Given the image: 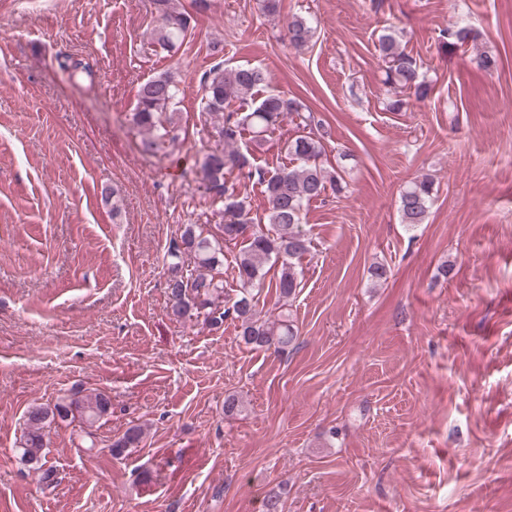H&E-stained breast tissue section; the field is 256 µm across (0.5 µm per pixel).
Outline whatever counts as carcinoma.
Returning <instances> with one entry per match:
<instances>
[{
	"mask_svg": "<svg viewBox=\"0 0 512 512\" xmlns=\"http://www.w3.org/2000/svg\"><path fill=\"white\" fill-rule=\"evenodd\" d=\"M159 25L150 33L151 43L171 53L177 51L192 30L193 16L180 0H152ZM314 34L311 22L300 16L288 21L290 46H306ZM465 29L443 33V47L450 49L468 41ZM379 57L385 81L395 99L389 109L400 111L407 98L420 102L431 93V84L421 75L417 59L405 51L398 36L385 33L378 40ZM268 73L260 67L226 68L219 62L202 77L199 112L204 117L207 135L217 148L209 150L198 163L201 181L212 205L218 207L221 221L210 230L205 224H186L169 249L166 290L171 319L186 322L203 319L219 329L224 321L237 324L242 341L257 349L283 352L297 340L291 321L264 319L257 306L265 288L266 267L279 266L274 288L288 300L300 285L298 264L310 252L311 239L302 228L304 207L332 188L344 189L342 177L322 163L325 154L322 120L304 111L303 104L284 94L266 91ZM180 89L174 76L165 72L139 86L132 113L134 124L145 132L142 148L159 151L165 144L180 139L183 132L178 117ZM304 130L285 143L291 165L268 170L256 165L249 150L243 148L245 135L257 146L267 141L287 117ZM238 171L245 179L262 187L267 202L265 214L252 215L250 204L228 182L226 172ZM433 203L432 181L423 177L409 182L400 191L398 212L401 223L415 228L426 223ZM238 248L234 255L237 289L233 299H224V249ZM193 261L185 267L184 258ZM112 409L110 397L102 392L75 394L52 405L33 406L27 411V429L20 443V460L41 472V481L54 483L55 472L45 467L48 454L45 427L55 419H78L84 425L85 439L94 442L92 428ZM139 425L130 426L112 442V455L136 448L143 438Z\"/></svg>",
	"mask_w": 512,
	"mask_h": 512,
	"instance_id": "obj_1",
	"label": "carcinoma"
}]
</instances>
